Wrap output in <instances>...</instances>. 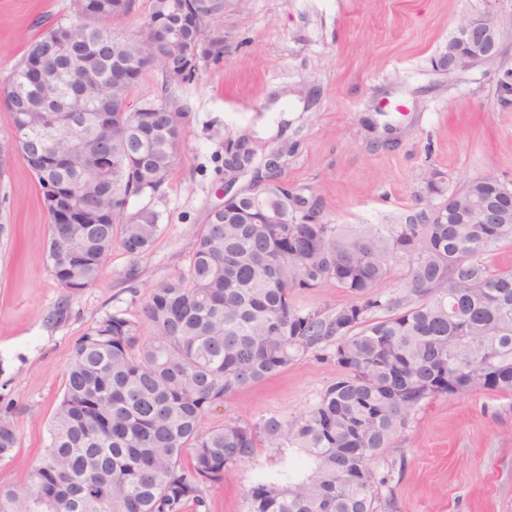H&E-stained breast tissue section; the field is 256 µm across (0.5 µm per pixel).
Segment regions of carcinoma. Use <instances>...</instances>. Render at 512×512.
<instances>
[{
  "mask_svg": "<svg viewBox=\"0 0 512 512\" xmlns=\"http://www.w3.org/2000/svg\"><path fill=\"white\" fill-rule=\"evenodd\" d=\"M246 0H149L150 17L196 15L162 60L164 88L191 80L199 64L218 65L224 48L210 27L245 9ZM136 0H76L33 40L4 84L16 129L62 124L65 116L30 103L45 98L30 68L56 73L53 94L84 81L87 101L132 94L153 54L130 36L119 45L133 80L112 83L114 26ZM68 38L86 51L82 72L46 46ZM198 50L190 64L185 50ZM137 112H109L94 140L107 160L81 158L65 138L46 144L29 166L49 217L42 258L69 295L93 287L116 246L143 258L159 231L160 213L146 205L129 213L132 196L159 198L176 164L187 112L168 98L142 97ZM242 169L254 152L245 137L232 143ZM213 210L196 235L187 271L152 289L138 314L116 312L80 336L70 353L63 397L49 426L43 456L24 487L0 484V512H196L203 488L224 482L228 466L254 455L258 443L278 453L301 450L310 469L257 479L245 512H373L370 462L390 447L408 412L428 395L476 389L512 393V269L490 271L477 255L512 240L506 224H424L426 209L402 224L358 229L325 224L315 205L273 176ZM425 178L419 200L446 195ZM277 217L274 224L266 223ZM408 259L407 287L417 302L403 308L375 288L391 261ZM326 282L354 301L327 314L299 309L293 291ZM378 310L382 319L372 318ZM334 346L343 374L303 415L272 414L249 425L205 430L206 415L227 394L281 372L304 355ZM19 443L9 413L0 414V458Z\"/></svg>",
  "mask_w": 512,
  "mask_h": 512,
  "instance_id": "obj_1",
  "label": "carcinoma"
}]
</instances>
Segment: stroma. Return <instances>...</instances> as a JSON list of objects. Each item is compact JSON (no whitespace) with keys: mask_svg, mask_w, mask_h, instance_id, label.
Masks as SVG:
<instances>
[{"mask_svg":"<svg viewBox=\"0 0 512 512\" xmlns=\"http://www.w3.org/2000/svg\"><path fill=\"white\" fill-rule=\"evenodd\" d=\"M72 5L0 0V80ZM480 14L499 27V56L448 75L440 54ZM224 26L234 45L223 64L175 89L189 123L163 196L128 201L160 214L140 262L113 248L96 285L68 295L41 259L48 215L36 179L18 155L0 173V412L12 411L20 435L0 483L22 487L43 453L76 340L114 312L136 315L152 288L185 271L211 210L251 193L270 153L283 154L282 184L347 227L403 223L432 169L451 194L483 175L512 189V0H249ZM242 136L255 163L231 180L229 146ZM340 373L329 351L309 354L227 395L203 426L300 416ZM286 462L305 459L257 448L206 488V512H243L257 474ZM371 469L374 512H512V394L424 398Z\"/></svg>","mask_w":512,"mask_h":512,"instance_id":"1","label":"stroma"}]
</instances>
